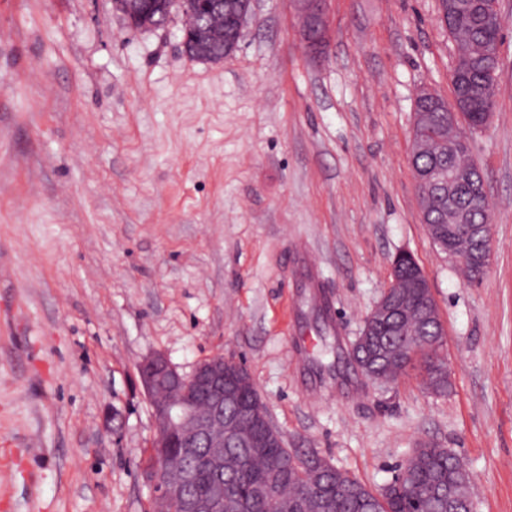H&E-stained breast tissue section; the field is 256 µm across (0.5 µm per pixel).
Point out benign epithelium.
Masks as SVG:
<instances>
[{"label":"benign epithelium","mask_w":512,"mask_h":512,"mask_svg":"<svg viewBox=\"0 0 512 512\" xmlns=\"http://www.w3.org/2000/svg\"><path fill=\"white\" fill-rule=\"evenodd\" d=\"M253 0H241L236 10L224 19V53H231L244 36ZM325 0H298L304 20V32L309 49L318 56L325 45ZM193 0H116L114 5L126 17L133 29H151L159 18L170 17L176 7L186 17L194 16L197 32L205 34L209 28L208 17L192 10ZM459 68L453 67L449 81L451 98L442 99L430 91H422L418 100H429L448 111V130L457 141H465L460 120L469 108L466 82L458 76ZM490 229H485L483 244L469 255V262L486 271L490 266ZM427 281H399L392 279L364 321V328L351 344L350 353L355 354L365 343V337L375 335L372 323L384 324L397 330L399 323L393 318V310L399 301L402 288H427ZM138 373L148 399L156 428L153 443L155 466L145 472V481L152 490L151 512H167V503L173 498L185 502L187 512H218L224 508V498L190 496L187 486L196 472L208 471L220 474L224 470V438H231L238 428V421L247 418L264 429L265 437L276 430L270 415H262L252 404L243 401L247 387L253 383L245 367L222 355L204 359L196 364L189 374L180 373L162 353L145 357L138 364ZM239 404V414L224 417V402ZM203 448L205 453L198 458L196 469L184 470L178 477L170 475L168 449Z\"/></svg>","instance_id":"1"}]
</instances>
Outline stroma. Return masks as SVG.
<instances>
[{
    "instance_id": "1",
    "label": "stroma",
    "mask_w": 512,
    "mask_h": 512,
    "mask_svg": "<svg viewBox=\"0 0 512 512\" xmlns=\"http://www.w3.org/2000/svg\"><path fill=\"white\" fill-rule=\"evenodd\" d=\"M488 125L467 131L492 225L463 281L421 221L414 100L450 98L438 0H254L219 62L183 19L112 0H0V512H149L156 436L137 364L244 362L288 447L383 489L413 448L452 450L473 512H512V0ZM409 251L437 303L448 388L320 380ZM194 3H197V1L164 0L163 2L159 0H113V4L126 17L129 26L133 29L140 30L155 28L160 17L164 18V22L166 23L170 17L173 6H176L185 17H188L193 13L191 4ZM157 9L160 11L157 12ZM304 20V32L309 49L312 54L318 56L325 45V0H298Z\"/></svg>"
}]
</instances>
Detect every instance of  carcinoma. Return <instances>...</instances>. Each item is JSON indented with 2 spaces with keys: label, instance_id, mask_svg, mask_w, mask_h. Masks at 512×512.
I'll list each match as a JSON object with an SVG mask.
<instances>
[{
  "label": "carcinoma",
  "instance_id": "cac0c4a2",
  "mask_svg": "<svg viewBox=\"0 0 512 512\" xmlns=\"http://www.w3.org/2000/svg\"><path fill=\"white\" fill-rule=\"evenodd\" d=\"M216 0H200L198 9L210 16L213 35L207 50L213 56L224 54V16L237 0H224V6L215 7ZM502 24L485 29L474 14L462 7L459 28L453 33L458 44L459 63L468 67L471 75L475 105L469 112L467 124L475 130L482 127L484 114L492 111L494 100L484 94L485 77L482 71L480 49L502 40ZM431 121L425 127L427 149L415 157L414 168L422 172L435 162L459 167L473 163L469 153L452 155L448 151V122L442 112L430 113ZM457 207H473V221L488 223L482 202L471 199L469 183L462 177L448 184V198L437 195L427 198L429 223L446 242L447 253L456 261L470 248L468 234L456 225L447 211V203ZM425 291L406 289V300L395 314V319L422 318ZM379 335L371 337L359 352L368 372L374 376H388L398 381L408 373L412 359L385 364L375 356L384 347H393L411 340L409 332L401 336H386L382 327ZM421 348L420 366L428 380L441 384L448 377L447 367L439 358L443 343L439 326H427L424 335L417 337ZM405 478L390 484L380 495L357 478L328 464L319 466L317 451L301 453L287 447L242 448L238 444L224 447V512H448V487L462 479L460 460L446 448L422 444L412 450L405 460Z\"/></svg>",
  "mask_w": 512,
  "mask_h": 512
}]
</instances>
